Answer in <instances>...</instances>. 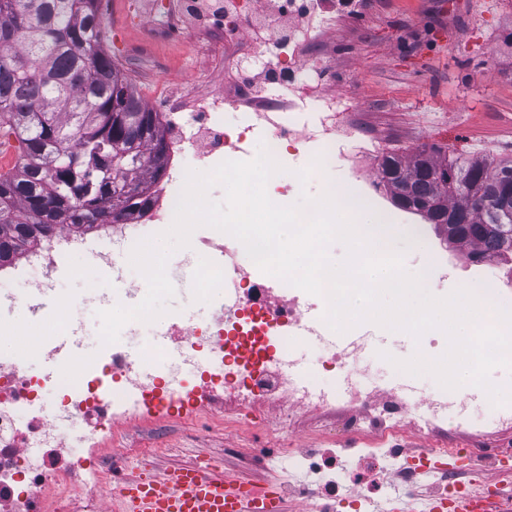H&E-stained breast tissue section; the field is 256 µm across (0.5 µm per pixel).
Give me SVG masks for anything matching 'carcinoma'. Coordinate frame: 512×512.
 I'll list each match as a JSON object with an SVG mask.
<instances>
[{
    "label": "carcinoma",
    "mask_w": 512,
    "mask_h": 512,
    "mask_svg": "<svg viewBox=\"0 0 512 512\" xmlns=\"http://www.w3.org/2000/svg\"><path fill=\"white\" fill-rule=\"evenodd\" d=\"M99 0H0V129L15 136L18 162L0 173V266L63 229L81 235L112 213L113 200L135 182L137 199L121 201L123 220L148 205L166 164L160 113L151 111L103 47ZM120 157L113 166L105 160ZM447 177L434 174L437 169ZM377 185L399 208L435 229L461 225L468 256L512 262L508 236L482 224L509 223L500 192L512 185V162L466 160L435 148L389 153L377 164ZM412 202L397 200L399 181ZM440 199L443 206L418 205Z\"/></svg>",
    "instance_id": "1"
}]
</instances>
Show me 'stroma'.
Returning <instances> with one entry per match:
<instances>
[{"label":"stroma","instance_id":"obj_1","mask_svg":"<svg viewBox=\"0 0 512 512\" xmlns=\"http://www.w3.org/2000/svg\"><path fill=\"white\" fill-rule=\"evenodd\" d=\"M185 2L100 0L105 47L149 108L165 102L177 112H198L205 106V92L237 100L245 73L278 67L283 49L253 35L226 39L220 12L188 23ZM302 44L327 63L326 69L304 71V79L327 95L358 101L355 130L343 137L346 149L356 146V133L362 130L397 144L402 154L437 147L463 158L512 159V0H356L342 12L329 2L309 16ZM306 168L311 171L305 187L309 196L323 195L332 183L378 201L395 234L423 224L421 216L394 206L377 187L376 162H369L370 174L359 186L342 166H313L308 154L290 160L281 178L289 180L292 171ZM423 226V240L409 246L404 265L411 272L427 267L434 296L501 281L512 288V266L472 262L466 249L446 243L433 225ZM91 282L102 290L111 287L88 260L67 261L51 294L63 302ZM223 304L220 295L181 291L169 302L162 322L168 326L185 317L208 321ZM350 332L369 339L360 362L367 365L372 382L386 387L398 375L393 359L411 353L409 338L368 322ZM215 414L233 417L231 409L219 405L177 420L154 415L123 422L117 426L118 437L102 440L98 452L113 459L126 481L159 475L177 465L203 467L218 461L229 475L262 484L292 472L293 460L283 456L272 469H263L253 463L259 451L328 446L321 415L310 407L285 423L276 407L264 405L225 428L213 427ZM407 443L504 448L508 454L500 467L485 477L498 483L503 470H512V430L487 429L477 437L463 429L450 435L414 429ZM138 448L150 449L147 460L137 459Z\"/></svg>","mask_w":512,"mask_h":512}]
</instances>
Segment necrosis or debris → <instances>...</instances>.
Returning <instances> with one entry per match:
<instances>
[{
	"instance_id": "4bbe7bcc",
	"label": "necrosis or debris",
	"mask_w": 512,
	"mask_h": 512,
	"mask_svg": "<svg viewBox=\"0 0 512 512\" xmlns=\"http://www.w3.org/2000/svg\"><path fill=\"white\" fill-rule=\"evenodd\" d=\"M318 2L254 0L249 17H233L228 35L240 37L250 22L268 24L284 15L297 20L301 6ZM312 64L299 48L282 62V70L295 81L287 111L268 109L263 104L264 93L245 90L252 106L241 114L235 131H226L224 103L217 99L209 102L207 111L188 118L172 113L164 130L171 177L154 188L145 212L101 230L92 242L96 245L92 254L95 266L113 279H121L123 271L112 260L113 240L126 239L134 244L140 241L142 228L158 235L172 226L185 184V156H192L208 170L238 160L257 128L266 130V147L275 160L310 150L325 161H344L355 178L366 177L365 158L378 147L365 141L351 154L340 149L339 133L350 123L348 106L343 99L325 96L316 86L297 82L298 72ZM88 243L83 237L60 231L47 244L26 249L10 271L0 272V308L32 304V297L15 292V284L35 275L42 287H52L60 259L84 252ZM223 244V233L212 229L192 233L189 250L203 258L195 271L198 288L221 293L233 290L228 316L222 321L185 319L170 329L177 338L178 352L194 360V375L166 370L144 375L139 362L114 344L104 346L97 361L81 362L56 379L31 369V359L45 354L43 344L0 357V512H45L44 492L50 486L56 490V512H101L100 493L112 488L113 464L97 454V444L111 436L119 422L157 411L175 387L181 393L175 406L179 413L201 410L220 395L245 409L259 402L277 404L285 421L293 420L297 408L312 405L320 409L336 427L331 452L317 458L307 451L294 458L295 469L312 477L311 488L304 491L310 512H338L343 455L354 454L361 460L359 507L376 503L381 512H405L421 472L396 450L410 429L434 433L447 431L452 425H466L470 410L476 406L496 428H512V403L492 405L478 387L462 395L442 390L424 395L405 380L386 392L362 388L361 373L353 367L363 347L359 341L325 352L322 365L335 372V381L326 391L314 394L307 384L292 381L289 372L295 345L323 341L329 331L324 323L315 331L301 330L298 318L306 308L326 307V299L282 280H270L239 247L226 250L222 266L205 262V254L223 248ZM46 405L53 409L56 423L36 414V407ZM67 423L83 425L88 443L84 453L69 458L59 454L67 445L63 429ZM31 443L43 448L40 459L27 455L25 448ZM465 457L466 464L452 463L441 470L443 497L463 492V476L482 477L487 464L485 449H466ZM388 470L396 474L398 487L381 481V474Z\"/></svg>"
}]
</instances>
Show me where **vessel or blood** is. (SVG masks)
Masks as SVG:
<instances>
[{
	"label": "vessel or blood",
	"instance_id": "obj_1",
	"mask_svg": "<svg viewBox=\"0 0 512 512\" xmlns=\"http://www.w3.org/2000/svg\"><path fill=\"white\" fill-rule=\"evenodd\" d=\"M78 332L58 337L57 366L82 358ZM116 512H285L274 485L254 492L248 482L228 476L223 468L178 465L163 474L127 482L115 506Z\"/></svg>",
	"mask_w": 512,
	"mask_h": 512
}]
</instances>
